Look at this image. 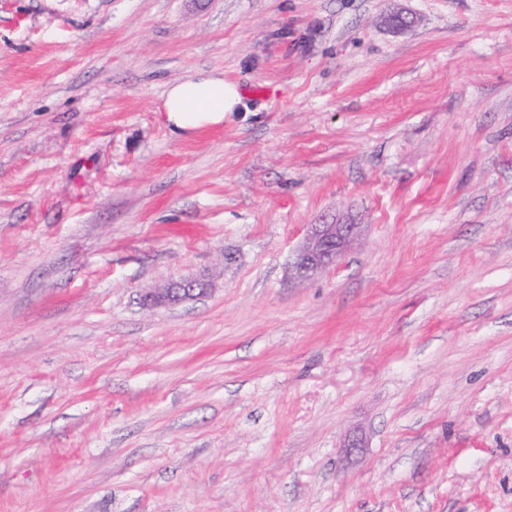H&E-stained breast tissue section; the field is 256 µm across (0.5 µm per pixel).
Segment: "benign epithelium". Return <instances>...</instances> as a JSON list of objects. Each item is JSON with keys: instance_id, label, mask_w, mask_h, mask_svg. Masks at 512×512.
<instances>
[{"instance_id": "obj_1", "label": "benign epithelium", "mask_w": 512, "mask_h": 512, "mask_svg": "<svg viewBox=\"0 0 512 512\" xmlns=\"http://www.w3.org/2000/svg\"><path fill=\"white\" fill-rule=\"evenodd\" d=\"M358 224H312L298 247L292 265L299 281L336 264L337 259L359 236ZM207 292L206 282L197 278L170 279L145 292L142 304L148 309L170 308Z\"/></svg>"}]
</instances>
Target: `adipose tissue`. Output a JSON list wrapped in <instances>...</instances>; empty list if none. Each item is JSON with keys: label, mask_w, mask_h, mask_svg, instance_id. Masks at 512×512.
Listing matches in <instances>:
<instances>
[{"label": "adipose tissue", "mask_w": 512, "mask_h": 512, "mask_svg": "<svg viewBox=\"0 0 512 512\" xmlns=\"http://www.w3.org/2000/svg\"><path fill=\"white\" fill-rule=\"evenodd\" d=\"M242 104L237 84L217 73H199L169 85L162 107L171 130L186 135L223 124Z\"/></svg>", "instance_id": "ef3b65f1"}]
</instances>
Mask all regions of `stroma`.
<instances>
[{
  "label": "stroma",
  "instance_id": "35a3bbf8",
  "mask_svg": "<svg viewBox=\"0 0 512 512\" xmlns=\"http://www.w3.org/2000/svg\"><path fill=\"white\" fill-rule=\"evenodd\" d=\"M0 512H512V0H0ZM242 105L237 84L217 73H199L169 85L162 102L167 125L183 135L223 124ZM358 224H312L298 247L292 265L299 281L336 264L337 259L359 236ZM206 282L197 278L170 279L162 285L145 292L142 304L148 309L170 308L195 299L207 292Z\"/></svg>",
  "mask_w": 512,
  "mask_h": 512
}]
</instances>
